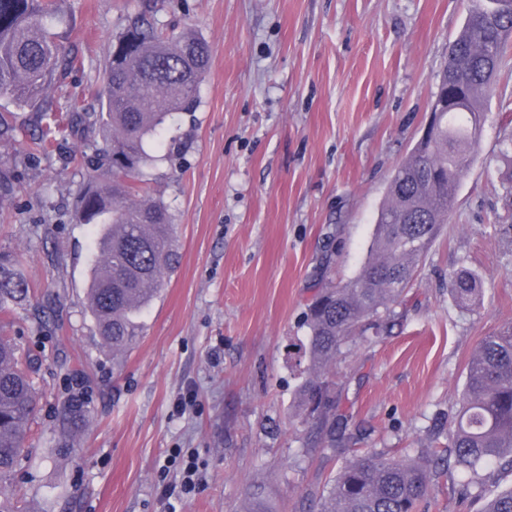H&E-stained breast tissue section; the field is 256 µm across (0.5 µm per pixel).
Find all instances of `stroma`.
<instances>
[{"label": "stroma", "mask_w": 512, "mask_h": 512, "mask_svg": "<svg viewBox=\"0 0 512 512\" xmlns=\"http://www.w3.org/2000/svg\"><path fill=\"white\" fill-rule=\"evenodd\" d=\"M470 0H56L77 58L44 110L94 112L105 60L139 16L210 46L199 105L162 131L134 185L174 224L178 261L144 334L113 355L85 307L93 229L73 204L100 133L33 149L37 113L0 99L20 134L0 142V252L23 255L32 297L5 333L35 359L37 406L13 488L26 512H167L175 449L199 487L177 512H303L341 457L308 444L298 385L312 374L306 305L368 258L389 180L419 140ZM512 49L455 206L390 333L334 366L352 447L389 455L446 446L467 363L512 323ZM481 290L460 307L449 277ZM84 406L59 437L71 397ZM264 486L261 501L250 496Z\"/></svg>", "instance_id": "stroma-1"}]
</instances>
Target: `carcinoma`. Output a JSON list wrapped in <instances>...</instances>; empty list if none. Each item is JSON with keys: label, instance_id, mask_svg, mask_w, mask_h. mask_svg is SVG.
<instances>
[{"label": "carcinoma", "instance_id": "carcinoma-1", "mask_svg": "<svg viewBox=\"0 0 512 512\" xmlns=\"http://www.w3.org/2000/svg\"><path fill=\"white\" fill-rule=\"evenodd\" d=\"M55 0H0V98L35 108L57 73L73 66L49 19ZM512 37V0H472L459 35L448 47L439 90L454 96L435 115L426 140L395 171L378 212L370 255L352 279L323 288L308 305L306 350L314 375L296 391L322 448L350 454L329 487L316 496L317 512H419L436 497L438 479L467 474L463 496H484V473H512V324L485 336L467 364L461 409L448 425V446L416 458L349 451L336 428L340 392L331 371L336 359L367 333L380 336L395 318L419 262L448 223L457 188L474 159L486 120L485 97ZM210 61L196 34L164 32L142 19L112 46L105 64L102 109L76 112L74 131L96 127L102 151L86 156L85 188L74 207L94 229L87 305L101 340L118 354L142 334L141 317L173 265L167 209L132 195L129 180L151 161L149 140L167 121L194 112ZM41 145L56 139L60 121L40 115ZM463 306L476 300L474 277L452 280ZM30 298L18 261L0 253V313ZM35 362L23 361L0 336V512H23L8 491L25 453L36 406ZM483 512H512V487L487 500Z\"/></svg>", "mask_w": 512, "mask_h": 512}]
</instances>
